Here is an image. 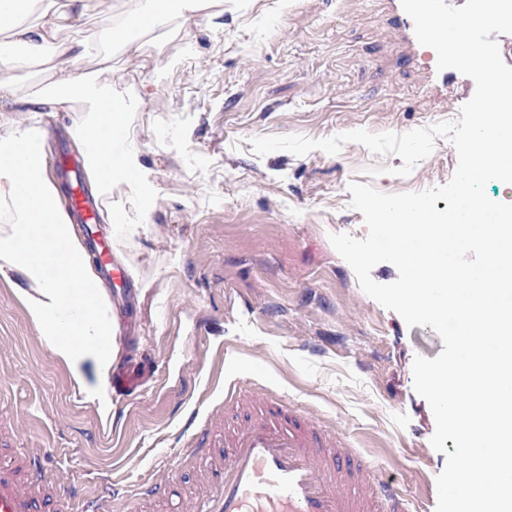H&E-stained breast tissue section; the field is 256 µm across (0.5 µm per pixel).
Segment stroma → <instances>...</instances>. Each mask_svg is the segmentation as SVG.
Wrapping results in <instances>:
<instances>
[{
    "mask_svg": "<svg viewBox=\"0 0 512 512\" xmlns=\"http://www.w3.org/2000/svg\"><path fill=\"white\" fill-rule=\"evenodd\" d=\"M62 41H86L85 71L128 106L139 173L113 183L103 203L119 215L101 224L112 261L136 277L112 282L131 314L140 362L116 357L108 381L112 419L102 421L83 385L56 359L19 298L21 280L0 276V425L46 471L109 497L130 512L137 489L169 465L182 487L189 420H203L234 388L265 389L311 414L420 512L445 467L430 439L435 419L413 387L415 356L444 345L428 326L366 295L329 237L362 239L350 183L383 193L446 183L458 158L436 138L405 177L400 157L358 143L334 155L279 150L256 156L267 135L332 137L355 129L404 133L460 118L463 98L431 87L429 57H412L384 0H207L190 21L173 17L140 36L139 59L106 42L122 20L116 0H85ZM42 59L0 67L17 100L54 81Z\"/></svg>",
    "mask_w": 512,
    "mask_h": 512,
    "instance_id": "35a3bbf8",
    "label": "stroma"
}]
</instances>
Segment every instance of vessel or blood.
<instances>
[{"mask_svg": "<svg viewBox=\"0 0 512 512\" xmlns=\"http://www.w3.org/2000/svg\"><path fill=\"white\" fill-rule=\"evenodd\" d=\"M394 25L416 44L400 0H388ZM99 201L73 197L75 224H92ZM235 416L213 412L186 443L190 461H215L202 492L178 512H406L397 489L375 478L367 459L345 448L310 416L274 394H239ZM177 468L145 483L143 499L165 497ZM79 492L50 477L40 461L0 436V512H78Z\"/></svg>", "mask_w": 512, "mask_h": 512, "instance_id": "vessel-or-blood-1", "label": "vessel or blood"}]
</instances>
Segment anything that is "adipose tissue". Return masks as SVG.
<instances>
[{
	"mask_svg": "<svg viewBox=\"0 0 512 512\" xmlns=\"http://www.w3.org/2000/svg\"><path fill=\"white\" fill-rule=\"evenodd\" d=\"M30 7L31 0H0V19L7 21V36L24 50V57L56 59L57 77L46 95L25 101L28 123L0 137V274L12 272L26 281L21 300L49 350L70 366L75 380H82L86 364L94 365L98 384L86 389L85 397L106 418L112 414L107 392L115 360L112 312L103 290L95 286L97 274L61 206L52 171L43 154L29 153L27 145L44 136L45 114L67 110L75 97H82L90 106L89 115L76 125L73 136L87 150L92 181L110 190L114 181L130 178L136 170L135 155L129 151L119 165H112L101 137L106 129L123 141L131 140L127 105L84 72L87 46L56 41L55 14L26 22ZM203 8V0H141L139 10L110 29L109 39L135 55L140 50L137 32L174 15L191 20ZM54 264L60 268L56 281L46 275Z\"/></svg>",
	"mask_w": 512,
	"mask_h": 512,
	"instance_id": "1",
	"label": "adipose tissue"
}]
</instances>
